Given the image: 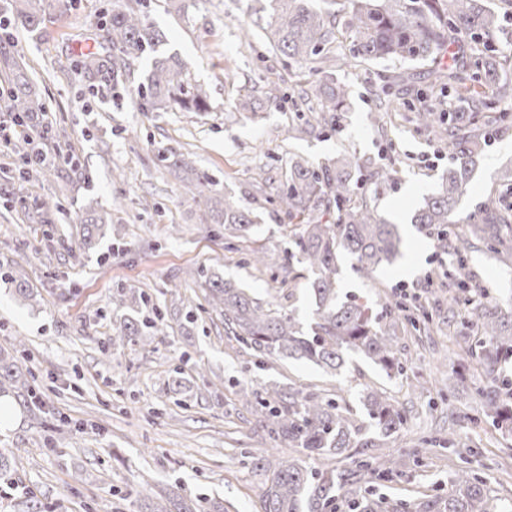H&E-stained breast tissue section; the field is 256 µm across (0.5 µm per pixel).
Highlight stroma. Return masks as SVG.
<instances>
[{"mask_svg":"<svg viewBox=\"0 0 512 512\" xmlns=\"http://www.w3.org/2000/svg\"><path fill=\"white\" fill-rule=\"evenodd\" d=\"M112 2L75 0L70 12L50 15L40 31L15 29L14 43L0 46L21 53L45 97L43 125L74 150L66 159L55 154L52 140H39L52 163L27 184L19 180L13 154H0V272L21 264L35 294L23 303L0 283V347L24 339L29 354L23 365L39 397L38 410L16 407L0 430V452L17 462L0 478V512H28L34 502L41 512H134L127 489L147 499L172 484L223 502L225 512H261L264 477L254 464L265 459L270 442L237 390L260 392L271 383L338 394L353 406L375 388L392 396L408 418L392 447L418 455L421 463L393 481L374 483L377 494L409 504L447 492L457 459L438 442L452 433L469 443L470 468L512 502V434L471 422L478 389L492 381L482 366L462 360V339L449 335L447 292L428 282L448 255L412 222L452 162L439 135L414 124L408 109L414 87H393V108L375 124L369 114L378 107L388 63L337 72L336 81L350 92L341 130L327 137L292 135L297 111L309 105L299 90L309 72L272 53L258 60L241 42L254 0H194L182 19L166 12L165 0H147L150 22L166 36L164 52L178 55L208 93L206 111L147 114L139 108L137 84L95 97L69 66L94 51L96 17ZM273 84L290 96L283 107L257 118L235 110L237 96L260 98ZM481 122L490 136L471 174L462 230L466 215L488 194L512 203V187L502 181L512 168V129L499 131L490 112ZM167 149L192 154L217 191L260 215L254 232L228 239L223 226L203 223L160 159ZM342 155L395 166L393 179L373 186L366 200L382 220L397 225L403 246L370 280L340 255L339 296L357 298L380 316L401 288H414L434 322L427 336L399 331L405 372L397 378L355 353L336 373L302 360L260 359L240 348L223 316L204 300V276L216 272L263 304L310 323L306 279L281 283L284 252L293 249L299 228L273 199L290 159L321 166ZM42 199L58 204L48 225L28 218ZM92 209L110 213L112 227L96 249L85 250L80 220ZM254 249L265 252L268 267L247 264ZM468 266L499 308L512 311V269L482 246L473 249ZM126 288L145 291L151 305L169 312L165 335L146 345H109L114 324L131 314ZM215 380L221 383L216 391L210 387Z\"/></svg>","mask_w":512,"mask_h":512,"instance_id":"stroma-1","label":"stroma"}]
</instances>
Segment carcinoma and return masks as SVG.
Here are the masks:
<instances>
[{
    "instance_id": "obj_1",
    "label": "carcinoma",
    "mask_w": 512,
    "mask_h": 512,
    "mask_svg": "<svg viewBox=\"0 0 512 512\" xmlns=\"http://www.w3.org/2000/svg\"><path fill=\"white\" fill-rule=\"evenodd\" d=\"M254 18L242 28L246 36L262 42L270 51L317 76L312 94L325 101V108L308 116L289 130L299 134L328 135L340 130L346 111L347 86L336 82L333 71L350 62H420L436 64L431 85L448 95V107H428L416 114L418 125L429 127L438 114L448 122V149L452 163L439 191L426 199L414 223L423 231L437 233V247L448 253V278L456 291L448 294V312L460 309L462 325L474 339L472 357L493 375L495 385L478 391L481 403L474 425L491 423L512 433V410H507L500 391L512 392V378L498 377V366L512 361V316L502 314L491 303L474 307L472 298L481 285L460 276L469 253L479 243L512 268V207L500 205L491 195L476 213L468 216V233L455 235L459 207L467 194L469 179L487 138L479 123L482 112L497 113L503 127L512 124V69L499 49L504 17L483 0H343L345 12H325L314 0H257ZM72 0H10L6 22L0 24V41L10 43L13 29L38 30L50 11L71 9ZM145 0H114L112 9L98 15V51L74 61L88 82L90 95L117 88L132 72L135 62L152 58L151 69L141 83L144 112H202L207 92L190 76L176 55L160 52L164 37L148 20ZM466 38L453 62L441 64L440 56L458 36ZM10 85L6 111L23 117L34 126L46 111L45 100L16 57L3 58ZM168 167L184 173L182 194L186 201L203 207L207 224H221L224 234L246 237L256 217L232 196L214 190V180L196 169L190 156L168 151ZM376 177L360 159L344 155L332 165L313 167L292 160L283 188L278 191L279 211L291 220L305 221L294 240L295 251L284 256L285 264L297 263L312 273L309 291L314 300V317L309 328L296 319L263 306L244 289L221 277L205 278L208 304L224 316V326L238 343L256 353L281 358L305 359L338 371L351 352L362 355L389 376H400L405 366L397 358L394 336L399 328L415 331L429 327V315L400 303L391 306L385 318L369 313V307L354 299L339 301L336 262L342 253L354 260L357 272L373 278L399 252L400 239L393 224H384L359 190ZM112 223L109 213L86 214L82 245L91 248L99 231ZM12 284L19 300L32 299L21 265L16 263L0 275ZM136 317L114 329L112 343H144L165 334L167 318L155 308L145 311V293H125ZM26 343L19 339L12 351L0 349V397L14 393L31 408L32 375L20 362ZM368 424H358L338 398L322 397L301 390L285 393L272 384L256 400L255 412L270 438L286 448H297L307 456L349 458L345 468L309 470L295 458L280 459L274 467L256 469L272 472L266 479L263 512H399L383 497H349L354 489L373 480L391 481L403 475L406 462L396 451L383 456L363 454L365 448H386L389 440L407 424L406 414L383 390H371L362 401ZM450 479L451 491L412 505L414 512H512L488 482L473 473L468 459ZM138 512H224L217 501L189 497L181 489L167 487L159 496L138 504Z\"/></svg>"
}]
</instances>
